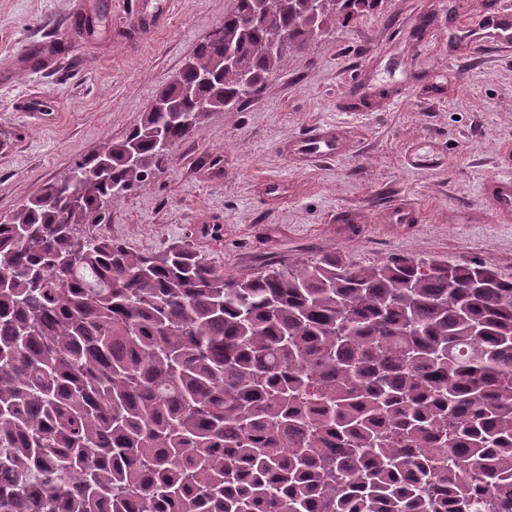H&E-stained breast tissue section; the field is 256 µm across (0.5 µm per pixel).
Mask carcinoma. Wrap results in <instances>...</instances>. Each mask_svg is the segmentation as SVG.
<instances>
[{
	"label": "carcinoma",
	"mask_w": 512,
	"mask_h": 512,
	"mask_svg": "<svg viewBox=\"0 0 512 512\" xmlns=\"http://www.w3.org/2000/svg\"><path fill=\"white\" fill-rule=\"evenodd\" d=\"M378 3L232 0L173 111L0 215V512H512V276L325 254L226 277L81 230L151 181L156 134Z\"/></svg>",
	"instance_id": "cac0c4a2"
}]
</instances>
